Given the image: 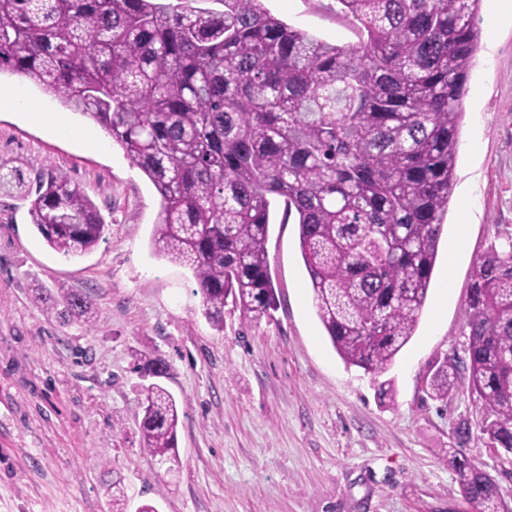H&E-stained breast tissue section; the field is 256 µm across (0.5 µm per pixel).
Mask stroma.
<instances>
[{
  "instance_id": "stroma-1",
  "label": "stroma",
  "mask_w": 512,
  "mask_h": 512,
  "mask_svg": "<svg viewBox=\"0 0 512 512\" xmlns=\"http://www.w3.org/2000/svg\"><path fill=\"white\" fill-rule=\"evenodd\" d=\"M335 0H266L271 13L339 45L356 37ZM479 49L463 100L456 181L428 299L390 368L372 376L333 348L313 303L298 226L273 223L278 302L224 328L203 315L188 268L151 245L160 197L99 126L27 81L60 114L49 134L0 110V161L54 169L80 184L112 224L90 254L66 260L0 195V512H110L120 476L132 505L159 512H469L447 454L481 402L460 380L449 400L425 392L436 363L463 354L476 262L512 245V17L482 0ZM81 291L98 317L64 324L35 296ZM167 360L179 411L180 467L160 483L139 429L143 377Z\"/></svg>"
}]
</instances>
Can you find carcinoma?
I'll return each instance as SVG.
<instances>
[{
  "label": "carcinoma",
  "instance_id": "1",
  "mask_svg": "<svg viewBox=\"0 0 512 512\" xmlns=\"http://www.w3.org/2000/svg\"><path fill=\"white\" fill-rule=\"evenodd\" d=\"M0 0V71L30 77L121 146L160 196L155 252L188 268L203 314L224 329L227 299L259 319L276 307L270 213L298 224L317 315L343 361L391 366L425 306L452 191L481 0H336L358 42L338 46L273 15L264 0ZM21 188L46 244L67 259L109 224L67 175L26 180L0 163V190ZM59 319L90 323L84 293L37 295ZM465 357L436 365L428 394L465 376L482 401L448 466L471 512H512L497 480L461 445L475 438L512 474V249L491 248L466 300ZM167 377L170 364L137 365ZM139 428L159 474L179 467V413L155 381ZM112 512H129L121 480Z\"/></svg>",
  "mask_w": 512,
  "mask_h": 512
}]
</instances>
